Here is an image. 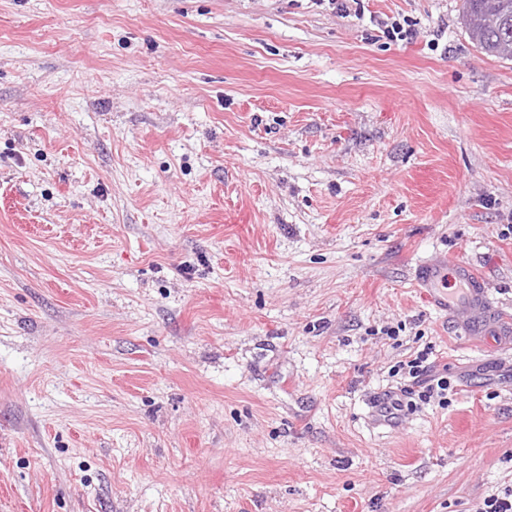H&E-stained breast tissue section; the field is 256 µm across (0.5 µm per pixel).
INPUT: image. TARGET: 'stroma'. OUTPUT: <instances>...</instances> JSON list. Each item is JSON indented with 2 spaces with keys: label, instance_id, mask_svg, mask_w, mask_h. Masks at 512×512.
Returning <instances> with one entry per match:
<instances>
[{
  "label": "stroma",
  "instance_id": "1",
  "mask_svg": "<svg viewBox=\"0 0 512 512\" xmlns=\"http://www.w3.org/2000/svg\"><path fill=\"white\" fill-rule=\"evenodd\" d=\"M0 0V512H477L512 488V61L464 0ZM413 29L388 38L391 24ZM454 391L377 415L423 349ZM450 278L458 284L454 290H449ZM413 280L428 303L447 312L452 324L458 321L465 336H484L490 344L509 348L512 320L499 317L486 281L470 263L453 260L446 267L423 261L415 268ZM461 316L465 317L462 321ZM492 336H498L499 343Z\"/></svg>",
  "mask_w": 512,
  "mask_h": 512
}]
</instances>
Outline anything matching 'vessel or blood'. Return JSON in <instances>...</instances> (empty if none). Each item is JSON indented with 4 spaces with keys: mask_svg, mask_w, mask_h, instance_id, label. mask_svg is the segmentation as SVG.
Here are the masks:
<instances>
[{
    "mask_svg": "<svg viewBox=\"0 0 512 512\" xmlns=\"http://www.w3.org/2000/svg\"><path fill=\"white\" fill-rule=\"evenodd\" d=\"M414 283L428 303L459 323L465 335L495 337L501 348L512 347V319L500 316L484 278L470 263L421 262L414 271Z\"/></svg>",
    "mask_w": 512,
    "mask_h": 512,
    "instance_id": "1",
    "label": "vessel or blood"
}]
</instances>
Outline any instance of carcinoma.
<instances>
[{"instance_id": "carcinoma-1", "label": "carcinoma", "mask_w": 512, "mask_h": 512, "mask_svg": "<svg viewBox=\"0 0 512 512\" xmlns=\"http://www.w3.org/2000/svg\"><path fill=\"white\" fill-rule=\"evenodd\" d=\"M462 19L482 53L512 61V0H464Z\"/></svg>"}]
</instances>
